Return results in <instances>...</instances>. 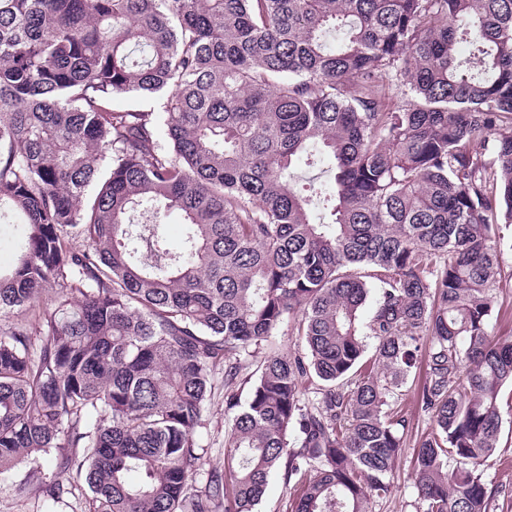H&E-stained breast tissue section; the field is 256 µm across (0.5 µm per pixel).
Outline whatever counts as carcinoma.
I'll return each instance as SVG.
<instances>
[{"label": "carcinoma", "mask_w": 512, "mask_h": 512, "mask_svg": "<svg viewBox=\"0 0 512 512\" xmlns=\"http://www.w3.org/2000/svg\"><path fill=\"white\" fill-rule=\"evenodd\" d=\"M2 206L0 316L35 318L0 332V474L54 455L90 512H255L282 467L290 512H370L422 358L424 512L509 494L480 466L512 386V0H0ZM287 323L301 351L248 364ZM218 370L249 397L191 493ZM328 166L329 161L326 159L311 168L303 166L301 176L304 181L302 183L313 180L316 188L321 189L322 192H330L332 190V183L327 172ZM162 224L164 225V237L167 246L176 248L181 243L183 235V219L178 211H168L162 217ZM12 219L10 215L5 216L0 220V265L4 266L9 264L13 258V243H14V229L11 224ZM500 264L502 279L493 304L491 325L494 334L508 336L512 335V249L508 245L501 251Z\"/></svg>", "instance_id": "1"}]
</instances>
